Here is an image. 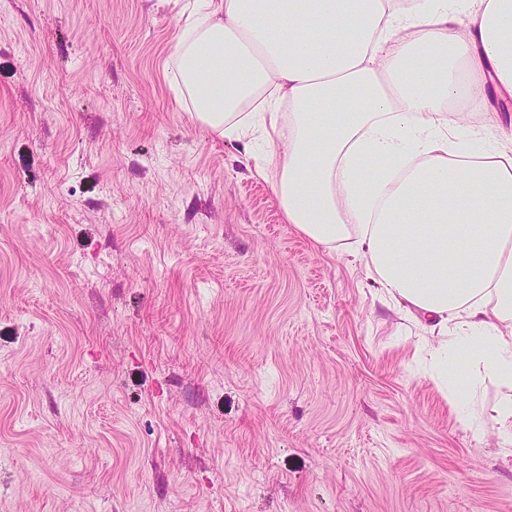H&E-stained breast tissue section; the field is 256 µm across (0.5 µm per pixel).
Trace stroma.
Listing matches in <instances>:
<instances>
[{"label":"stroma","instance_id":"35a3bbf8","mask_svg":"<svg viewBox=\"0 0 512 512\" xmlns=\"http://www.w3.org/2000/svg\"><path fill=\"white\" fill-rule=\"evenodd\" d=\"M194 0H0V512H512L365 260L179 106Z\"/></svg>","mask_w":512,"mask_h":512}]
</instances>
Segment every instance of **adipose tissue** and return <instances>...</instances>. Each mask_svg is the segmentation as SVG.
Segmentation results:
<instances>
[{
  "instance_id": "obj_1",
  "label": "adipose tissue",
  "mask_w": 512,
  "mask_h": 512,
  "mask_svg": "<svg viewBox=\"0 0 512 512\" xmlns=\"http://www.w3.org/2000/svg\"><path fill=\"white\" fill-rule=\"evenodd\" d=\"M170 84L246 145L287 223L353 244L467 426L512 389V0H198ZM477 104L478 121L459 108Z\"/></svg>"
}]
</instances>
